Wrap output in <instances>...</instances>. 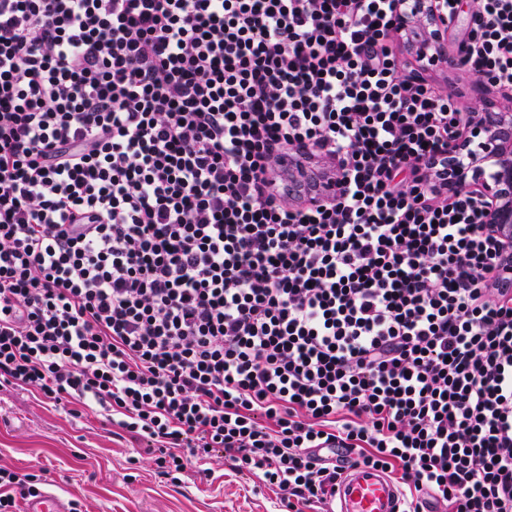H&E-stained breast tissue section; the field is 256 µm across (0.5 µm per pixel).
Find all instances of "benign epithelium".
<instances>
[{
    "label": "benign epithelium",
    "instance_id": "7a95c632",
    "mask_svg": "<svg viewBox=\"0 0 512 512\" xmlns=\"http://www.w3.org/2000/svg\"><path fill=\"white\" fill-rule=\"evenodd\" d=\"M395 25L412 38L420 56L434 62L445 56L447 31L426 0H414ZM474 121L448 154L443 172L448 192L462 187L477 191L489 204L494 234L512 241V112H494L481 103Z\"/></svg>",
    "mask_w": 512,
    "mask_h": 512
}]
</instances>
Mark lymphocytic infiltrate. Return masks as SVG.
<instances>
[{
  "label": "lymphocytic infiltrate",
  "mask_w": 512,
  "mask_h": 512,
  "mask_svg": "<svg viewBox=\"0 0 512 512\" xmlns=\"http://www.w3.org/2000/svg\"><path fill=\"white\" fill-rule=\"evenodd\" d=\"M404 0H0V387L325 512H512V248L433 164L468 117L401 71ZM461 67L512 88V0ZM338 195L267 190L284 152ZM0 466V512L39 495ZM339 457L346 461L332 512H404L401 492L384 472L353 463L345 448H336Z\"/></svg>",
  "instance_id": "obj_1"
}]
</instances>
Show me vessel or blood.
<instances>
[{
  "label": "vessel or blood",
  "mask_w": 512,
  "mask_h": 512,
  "mask_svg": "<svg viewBox=\"0 0 512 512\" xmlns=\"http://www.w3.org/2000/svg\"><path fill=\"white\" fill-rule=\"evenodd\" d=\"M336 455L345 464L333 497V512H404L401 492L384 472L348 461L346 449H337ZM23 512H68V507L51 490L27 499Z\"/></svg>",
  "instance_id": "1"
}]
</instances>
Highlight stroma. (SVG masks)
I'll return each instance as SVG.
<instances>
[{"mask_svg":"<svg viewBox=\"0 0 512 512\" xmlns=\"http://www.w3.org/2000/svg\"><path fill=\"white\" fill-rule=\"evenodd\" d=\"M40 477L86 512H280L276 494L223 460L207 481L173 483L102 416L73 417L28 392L0 389V465Z\"/></svg>","mask_w":512,"mask_h":512,"instance_id":"stroma-1","label":"stroma"}]
</instances>
